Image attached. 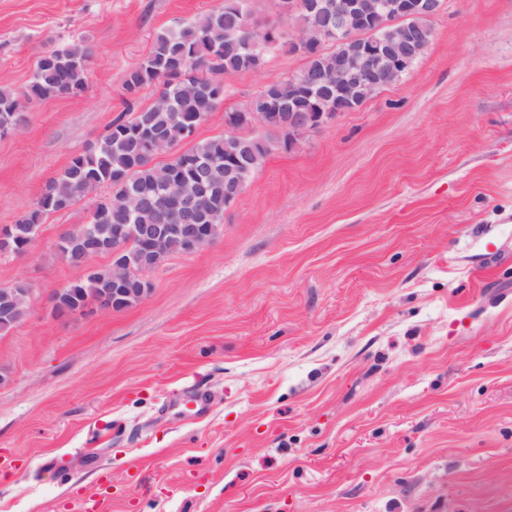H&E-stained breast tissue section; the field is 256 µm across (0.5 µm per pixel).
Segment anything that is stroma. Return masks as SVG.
Returning <instances> with one entry per match:
<instances>
[{"instance_id":"1","label":"stroma","mask_w":512,"mask_h":512,"mask_svg":"<svg viewBox=\"0 0 512 512\" xmlns=\"http://www.w3.org/2000/svg\"><path fill=\"white\" fill-rule=\"evenodd\" d=\"M217 0H0V88L94 50L78 97L0 136V226L124 109L156 35ZM401 80L264 159L204 250L119 311L60 319L56 248L103 185L47 218L0 288V512H512V0H446ZM224 74L195 136L297 74ZM10 288H26L25 292L15 293L9 290H3L4 296V307L2 309V315L5 318H12L17 313H23L24 315L30 309L32 303V292L30 288H27L24 284L18 283Z\"/></svg>"}]
</instances>
